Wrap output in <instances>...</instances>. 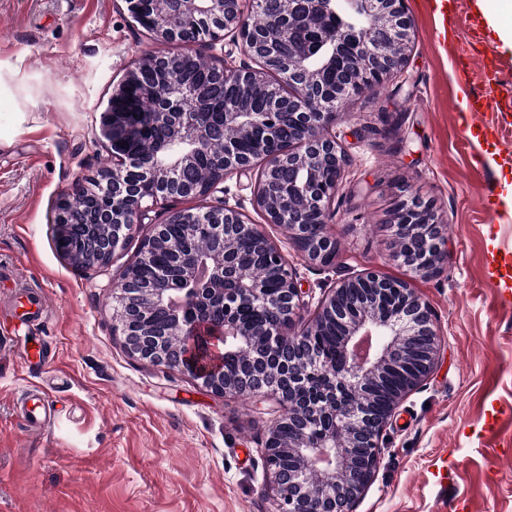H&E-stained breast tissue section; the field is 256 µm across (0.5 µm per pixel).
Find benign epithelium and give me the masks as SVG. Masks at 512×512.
<instances>
[{
  "mask_svg": "<svg viewBox=\"0 0 512 512\" xmlns=\"http://www.w3.org/2000/svg\"><path fill=\"white\" fill-rule=\"evenodd\" d=\"M155 0L156 14L150 33L155 40L170 46L162 56L174 65L190 46L205 43L214 47L229 40L241 46L255 66L238 65L232 54L223 52L214 69L224 79L234 82L247 94L257 93L266 99L263 119L230 103L224 108V124L249 134L258 128L273 133L283 117V104L291 103L288 117L300 128L302 138L288 148L271 152L258 160L242 159L236 138H227L224 152L212 173L197 186L183 191V196L207 197L224 193L228 176L255 174L250 183L254 207L265 223L277 224L288 231L297 253L308 263L331 265L338 249L336 240L326 232L335 212L332 203L350 163L346 151L336 141L333 128L340 118V108L350 98L363 93L374 83L398 76L404 68L406 52L412 42L413 24L404 11L403 0H345V6L361 9L368 32L366 58L358 57V41L347 29L326 27L322 30L318 49L319 66L310 64V55L298 54L286 60L269 46L268 36L281 33L292 20V0H283L282 12L265 20V35L253 34L249 22L260 10L263 0ZM343 56L357 61L355 75L347 84L319 93L323 70L336 65ZM156 59L146 54L128 71L124 81L113 92L102 116V131L112 151V168L93 178L95 185H108L102 192L107 209L99 212L85 205L88 187L84 183L64 194L57 204L56 228L65 224H84L88 236L98 239L95 249L79 254L57 234L58 250L72 265L81 269L108 266L118 248L150 219V212L162 201L173 197L172 184L181 169L193 163L194 146L211 140L212 130L201 119V112L188 114L181 110L179 92L171 88L164 94L146 90L143 96L161 98L160 112L169 126L174 151L167 160L154 159L140 171L146 181L158 187L150 199L139 192V184L130 181L128 169L133 157L127 148L129 129L116 121V108L124 98L128 85L136 82L140 71ZM333 160L336 176L327 181L320 176L323 158ZM296 172L288 184V192L269 195L265 182L285 163ZM302 203L307 212L318 217L315 224L291 223L288 219L291 201ZM170 222L188 225L194 233L220 241V246L206 251V258L191 249L174 248L172 268L158 273L154 286L147 291L135 287L139 263L128 264L119 284L113 288V318L121 328L125 346L141 360L178 369L211 392L226 397L249 395L274 397L284 409L282 420L288 421L293 433L283 437L281 420L269 428L264 444V458L269 486L277 499L278 512H352L355 503L370 486L380 460L383 433L390 425L396 408L432 372L438 352V336L431 310L413 289L402 282L383 278L368 271L344 280L318 302L313 315L300 334L288 337V330L302 321L306 306L304 291L297 273L288 266L281 249L266 235L259 224L217 198L214 205L201 209L176 210ZM392 227L399 241L412 240L401 246L396 257L415 273L428 277L445 266L448 251L438 222L436 205L431 201L406 200L394 213ZM258 249L263 269H275L281 288L268 298L265 279L242 269L236 261L237 249L243 243ZM189 285L190 296L176 302L175 285ZM395 291L399 306L389 312L378 309L380 297ZM260 301L277 313V318L263 325H239L234 321L232 303ZM217 305L224 309V335L237 340L231 353L235 367L199 368L176 358V348L183 346L187 331L200 324L197 308ZM165 311L169 329L155 330L144 313ZM338 328L339 345L347 364L342 381L358 389L356 405L337 410L336 431L321 439L311 437L315 406H300L293 401L302 388L309 366L328 371L318 364L313 350L307 348V337L328 325ZM425 337L429 345L419 349L415 339ZM400 355L416 358L418 366L396 392L388 393L391 406L386 413H373L377 389L385 371ZM369 448L371 454L359 459L351 449Z\"/></svg>",
  "mask_w": 512,
  "mask_h": 512,
  "instance_id": "1",
  "label": "benign epithelium"
}]
</instances>
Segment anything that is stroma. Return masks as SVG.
Returning <instances> with one entry per match:
<instances>
[{"label": "stroma", "instance_id": "1", "mask_svg": "<svg viewBox=\"0 0 512 512\" xmlns=\"http://www.w3.org/2000/svg\"><path fill=\"white\" fill-rule=\"evenodd\" d=\"M475 0H405L414 35L401 76L348 100L335 127L350 163L333 207L335 265L305 263L265 230L310 298L373 271L431 307L441 347L431 376L386 430L354 512H512V292L488 249L512 252V52L484 27L496 70L455 77ZM125 0H0V512H276L260 448L276 400L226 398L132 356L112 286L150 225L107 268H75L55 245V202L112 165L100 116L143 53L166 54ZM491 91L490 145L470 132L472 95ZM434 201L448 267L416 276L394 256L392 213ZM47 392L31 430L23 392Z\"/></svg>", "mask_w": 512, "mask_h": 512}]
</instances>
